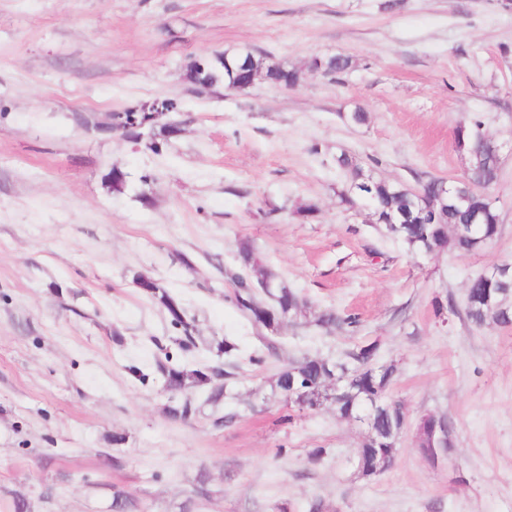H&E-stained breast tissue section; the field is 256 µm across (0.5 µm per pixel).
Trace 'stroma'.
Here are the masks:
<instances>
[{
  "mask_svg": "<svg viewBox=\"0 0 512 512\" xmlns=\"http://www.w3.org/2000/svg\"><path fill=\"white\" fill-rule=\"evenodd\" d=\"M249 51L299 71L290 88L210 89L189 64ZM353 64L332 78L313 59ZM179 133L152 153L106 117L156 99ZM367 114L353 124L354 110ZM500 147L489 193L499 234L478 254L412 255L339 193L341 152L367 174L418 186L455 179L458 126ZM121 169L129 186L113 192ZM316 212L302 216L305 205ZM249 240L314 312L358 314L354 333L283 323L260 365L256 331L224 277ZM192 264L184 266L180 256ZM512 262V10L502 0H0V512H512V326L463 317L469 279ZM167 289L198 336L245 359L219 404L190 390L166 413L155 369L176 352L168 314L137 287ZM375 342L399 376L408 425L389 469L352 465L365 424L332 405L288 411L278 372ZM454 422L448 462L416 450L422 416ZM324 448V456L309 453ZM206 485L209 495L197 497Z\"/></svg>",
  "mask_w": 512,
  "mask_h": 512,
  "instance_id": "35a3bbf8",
  "label": "stroma"
}]
</instances>
